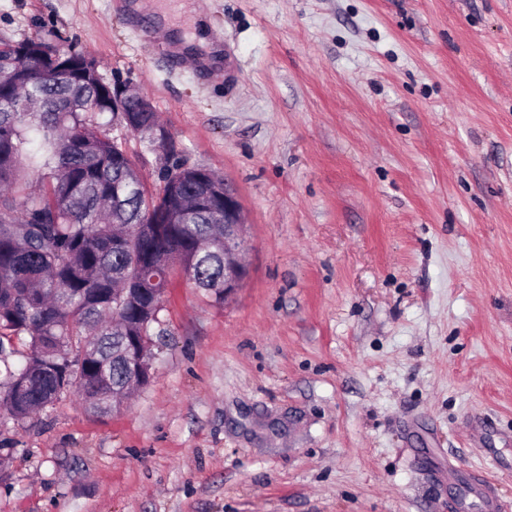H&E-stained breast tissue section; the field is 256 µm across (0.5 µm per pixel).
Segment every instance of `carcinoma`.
<instances>
[{"instance_id":"obj_1","label":"carcinoma","mask_w":512,"mask_h":512,"mask_svg":"<svg viewBox=\"0 0 512 512\" xmlns=\"http://www.w3.org/2000/svg\"><path fill=\"white\" fill-rule=\"evenodd\" d=\"M49 58L25 72L40 111H22L9 91L15 51L0 41V409L23 421L77 386L88 409L112 411V387L128 381L125 353L136 325L147 320L143 301L162 300L169 268L177 263L187 284L224 301V225L213 202L182 212L172 224L150 223L182 199L206 194L200 171L177 180V193L135 191L126 185L134 161L112 155L109 92L112 84L76 74L43 79ZM27 168L41 173L43 189L30 191ZM126 197L112 223V187ZM128 239L114 245L117 234ZM131 284L141 294L120 311L112 292ZM27 338L19 350L14 340Z\"/></svg>"}]
</instances>
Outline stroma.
Here are the masks:
<instances>
[{
	"mask_svg": "<svg viewBox=\"0 0 512 512\" xmlns=\"http://www.w3.org/2000/svg\"><path fill=\"white\" fill-rule=\"evenodd\" d=\"M193 5L217 66L123 0H0L150 100L247 259L224 302L174 279L120 410L0 411V512H456L465 471L512 504V0Z\"/></svg>",
	"mask_w": 512,
	"mask_h": 512,
	"instance_id": "35a3bbf8",
	"label": "stroma"
}]
</instances>
